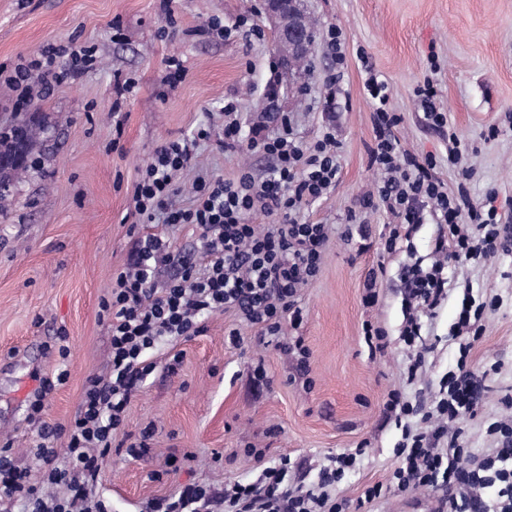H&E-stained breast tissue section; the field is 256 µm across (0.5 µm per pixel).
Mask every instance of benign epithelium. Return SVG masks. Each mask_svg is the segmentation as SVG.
Returning a JSON list of instances; mask_svg holds the SVG:
<instances>
[{"label": "benign epithelium", "mask_w": 512, "mask_h": 512, "mask_svg": "<svg viewBox=\"0 0 512 512\" xmlns=\"http://www.w3.org/2000/svg\"><path fill=\"white\" fill-rule=\"evenodd\" d=\"M264 13L275 31L273 52L283 74H295L298 56L311 50L313 43L307 18L299 0H264Z\"/></svg>", "instance_id": "7a95c632"}]
</instances>
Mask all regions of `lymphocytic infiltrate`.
I'll list each match as a JSON object with an SVG mask.
<instances>
[{
    "mask_svg": "<svg viewBox=\"0 0 512 512\" xmlns=\"http://www.w3.org/2000/svg\"><path fill=\"white\" fill-rule=\"evenodd\" d=\"M91 57L86 47L46 45L21 58L4 78L17 94L16 111L33 99L34 85L61 87L84 71ZM364 92L374 106L375 145L371 163L382 177L359 202L380 206L395 219L385 238L386 250L409 237L425 213L441 216L449 236L437 239L440 258L428 269L407 268L406 300L416 311L433 312L448 284L449 261L490 257L495 252L493 225L496 207H476L465 192H450L436 173V162L402 149L395 129L401 118L389 104L388 86L369 73ZM238 105L224 104V128L218 137L227 150L249 147L270 155L275 168L270 178L255 181L242 171L232 182L218 177H197L188 204L175 200V175L190 167L198 147L214 138L210 126H199L191 136L160 145L142 171L133 194V214L140 223L188 224L199 233L201 262L174 250L156 234L138 236L126 267L120 271L108 297L100 303L99 317L111 333L106 376L87 380L83 398L68 425L44 427L42 444L33 456L39 482L0 456V501L23 502L28 512H109L96 494L100 462L112 448L114 433L125 425L132 398L156 368L152 353L163 341H184L204 330L210 315L233 310L242 322L256 327L257 343L280 339V347L293 356L295 371L309 372L308 351L302 338L282 340L284 324L300 327L303 321L299 292L319 270L329 238L324 224L301 222L302 204L320 198L335 187L339 166L336 138L325 133L304 145L293 136L287 113H272L275 135L245 138L235 119ZM269 216L266 225L250 223L254 213ZM174 268L166 283H159L161 268ZM483 305L464 297L455 329L468 341L459 347L457 372L441 381L431 411L393 390L383 404L388 418L424 413L434 428L405 431L397 450V463L388 483L364 485L356 502L339 499L331 490L357 465L358 451L331 458L319 471L316 486L291 482L288 463L269 466L252 481L226 482L221 493L201 485H188L177 493L148 502L146 512H349L351 504L365 506L390 487L406 494L436 486L438 479L454 480L464 491L469 512H512V448L499 449L482 460L471 457L458 443L455 427L460 416L477 400L475 383L465 368L472 345L484 333ZM408 316L401 332L413 346L421 326ZM61 448H54V441Z\"/></svg>",
    "mask_w": 512,
    "mask_h": 512,
    "instance_id": "lymphocytic-infiltrate-1",
    "label": "lymphocytic infiltrate"
}]
</instances>
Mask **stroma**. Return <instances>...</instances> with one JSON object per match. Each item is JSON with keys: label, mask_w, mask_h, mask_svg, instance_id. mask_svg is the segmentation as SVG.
I'll return each mask as SVG.
<instances>
[{"label": "stroma", "mask_w": 512, "mask_h": 512, "mask_svg": "<svg viewBox=\"0 0 512 512\" xmlns=\"http://www.w3.org/2000/svg\"><path fill=\"white\" fill-rule=\"evenodd\" d=\"M260 3L173 0L176 32L163 38V0H0L1 67L72 41L96 58L74 81L32 103L45 131L31 167L0 202V446L11 443L15 464L29 468L31 481L39 479L31 450L41 441V425L68 424L87 378L107 370L110 336L99 305L125 267L134 236L155 233L183 254H201L191 226L134 221V187L157 146L200 124L221 126L231 98L239 102L243 133L274 101L289 114L299 142L329 131L338 143L335 187L303 209L305 221L330 227L321 269L301 291V326L283 328L286 336L303 337L308 376L297 375L276 343L255 345L254 329L231 312L209 316L190 340L161 344L156 369L132 399L101 464L99 492L112 512H142L148 501L186 484L219 490L228 480H253L284 457L292 481L310 485L330 457L360 444L364 453L336 496L354 500L362 485L387 481L402 429L384 420L383 401L393 389L431 401L441 378L455 370L461 339L451 326L468 288L487 303L470 369L479 372L490 360L502 369L460 420L465 447L475 456L491 454L498 442L487 434L488 422L512 418L502 403L512 395V250L479 264L449 263L447 297L435 316L420 318L417 346L425 362L411 383L409 353L399 337L403 271L431 265L439 226L427 220L388 252L381 233L393 218L379 208L365 213L377 231L367 251L341 236L380 177L370 163L373 113L363 94L364 54L388 83L402 148L435 158L449 190L465 184L478 203L495 194L499 214L512 222V0H305L315 37L292 82L278 68ZM243 14L262 38L242 29L222 39L205 29L209 18L230 26ZM332 29L344 41L340 63L328 46ZM172 55L186 69L174 86L165 80ZM427 78L450 128L469 146L458 166H449L448 139L428 124L415 95ZM128 80L134 87L122 92ZM116 136L123 148L109 151ZM244 167L262 179L274 161L251 150L224 151L213 140L198 148L178 185L188 188L199 175L233 181ZM465 169L471 173L466 181L460 177ZM376 270L379 299L368 307L363 283ZM368 322L386 329L384 351L370 352L363 332ZM233 329L241 346L229 339ZM63 341L70 349L64 359L58 354ZM176 354L182 361L172 372L167 363ZM259 363L266 373L260 386L253 380ZM62 370L67 381L48 397L40 420L31 421L29 394ZM147 428L148 459H131L129 445ZM251 447L262 457L248 455ZM186 453L190 461L177 475L167 474L169 455ZM152 471L157 480L149 479ZM455 493L449 485L390 491L359 512H436Z\"/></svg>", "instance_id": "stroma-1"}]
</instances>
